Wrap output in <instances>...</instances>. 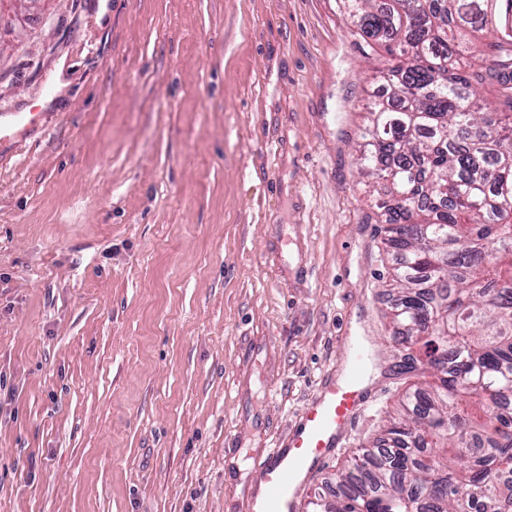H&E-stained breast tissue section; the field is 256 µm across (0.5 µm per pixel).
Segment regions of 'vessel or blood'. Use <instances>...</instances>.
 Listing matches in <instances>:
<instances>
[{
    "label": "vessel or blood",
    "instance_id": "vessel-or-blood-1",
    "mask_svg": "<svg viewBox=\"0 0 512 512\" xmlns=\"http://www.w3.org/2000/svg\"><path fill=\"white\" fill-rule=\"evenodd\" d=\"M40 118L31 112H14L0 122V135L37 127ZM371 358L369 348L351 342L346 351L349 376L344 383L322 385L306 407L301 425L268 453L257 469L256 493L249 512H298L305 480L320 466L327 451L347 438L356 418L366 410L373 396L360 375Z\"/></svg>",
    "mask_w": 512,
    "mask_h": 512
}]
</instances>
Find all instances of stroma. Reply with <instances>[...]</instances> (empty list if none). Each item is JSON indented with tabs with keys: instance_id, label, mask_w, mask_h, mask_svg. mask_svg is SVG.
I'll return each instance as SVG.
<instances>
[{
	"instance_id": "stroma-1",
	"label": "stroma",
	"mask_w": 512,
	"mask_h": 512,
	"mask_svg": "<svg viewBox=\"0 0 512 512\" xmlns=\"http://www.w3.org/2000/svg\"><path fill=\"white\" fill-rule=\"evenodd\" d=\"M385 53L344 0H44L0 22V512H246L349 340L417 383L358 171ZM64 81H57V69ZM7 115H9L10 118L6 119L3 123L1 122L0 116V143L1 141L3 142L9 139L12 131L17 129L29 131L37 127L40 122L39 115L32 112H12Z\"/></svg>"
}]
</instances>
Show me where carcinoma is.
Wrapping results in <instances>:
<instances>
[{
	"mask_svg": "<svg viewBox=\"0 0 512 512\" xmlns=\"http://www.w3.org/2000/svg\"><path fill=\"white\" fill-rule=\"evenodd\" d=\"M346 2L390 56L359 145L387 200V317L407 351L434 327L448 368L403 364L433 382L337 471L332 512H512V0ZM487 80L509 111L477 104Z\"/></svg>",
	"mask_w": 512,
	"mask_h": 512,
	"instance_id": "carcinoma-1",
	"label": "carcinoma"
}]
</instances>
